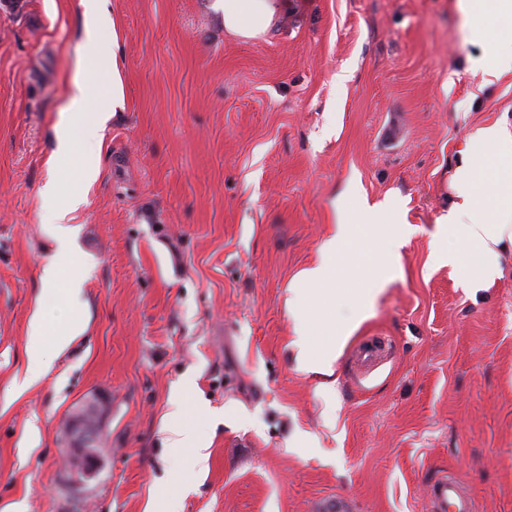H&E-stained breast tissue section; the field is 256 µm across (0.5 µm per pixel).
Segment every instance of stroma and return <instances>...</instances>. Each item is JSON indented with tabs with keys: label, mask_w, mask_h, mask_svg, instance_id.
<instances>
[{
	"label": "stroma",
	"mask_w": 512,
	"mask_h": 512,
	"mask_svg": "<svg viewBox=\"0 0 512 512\" xmlns=\"http://www.w3.org/2000/svg\"><path fill=\"white\" fill-rule=\"evenodd\" d=\"M125 104L71 224L43 221L59 109L79 73L81 0L0 7V512H426L445 472L476 512H512V271L472 296L428 264L469 133L512 113V73L483 86L459 0H296L266 35L225 33L207 0H109ZM359 177L415 234L401 274L342 348L331 395L296 368L291 277ZM67 243L85 334L15 386L40 273ZM383 340L371 367L355 358ZM186 420L227 412L203 471L161 442L186 372ZM112 395L104 466L62 478L63 429Z\"/></svg>",
	"instance_id": "1"
}]
</instances>
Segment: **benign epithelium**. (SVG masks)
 I'll return each instance as SVG.
<instances>
[{
	"mask_svg": "<svg viewBox=\"0 0 512 512\" xmlns=\"http://www.w3.org/2000/svg\"><path fill=\"white\" fill-rule=\"evenodd\" d=\"M112 410V399L105 392L94 394L74 411L64 432L67 465L65 481L81 487L100 473L103 457L100 443L104 438V423Z\"/></svg>",
	"mask_w": 512,
	"mask_h": 512,
	"instance_id": "1",
	"label": "benign epithelium"
}]
</instances>
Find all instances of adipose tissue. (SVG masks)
<instances>
[{
    "label": "adipose tissue",
    "mask_w": 512,
    "mask_h": 512,
    "mask_svg": "<svg viewBox=\"0 0 512 512\" xmlns=\"http://www.w3.org/2000/svg\"><path fill=\"white\" fill-rule=\"evenodd\" d=\"M107 0H81L84 38L79 65L93 75L75 80L60 109L55 153L78 154L80 178L91 187L98 176L104 124L124 103L123 80L117 55L100 50L104 30L116 24L106 10ZM221 11L225 32L253 39L272 28L288 8V0H213ZM472 29L484 37L485 53L473 62L484 84L512 73V0H460ZM109 94H101L100 86ZM450 181L452 198L432 234L430 260L462 270L461 288L475 294L503 279L512 264V114L467 136ZM60 172L50 169L42 191L43 219L66 224L81 202L80 196L60 200ZM394 199L373 203L357 179H350L335 211V222L323 237L315 260L299 269L288 283L286 307L292 324L291 347L298 368L321 376L320 390H332L331 378L342 345L370 315L377 296L400 274L401 249L414 234ZM36 309L29 321L25 353L28 370L18 384L26 389L44 374L50 354L63 352L86 328L87 310L80 301L81 281L73 257L60 248L43 267ZM70 309V328L52 339L43 334V322L52 307ZM184 380L169 399L161 423L163 444L173 454L191 452L197 467H205L214 437L217 414L198 405L193 423L183 420Z\"/></svg>",
    "instance_id": "adipose-tissue-1"
}]
</instances>
